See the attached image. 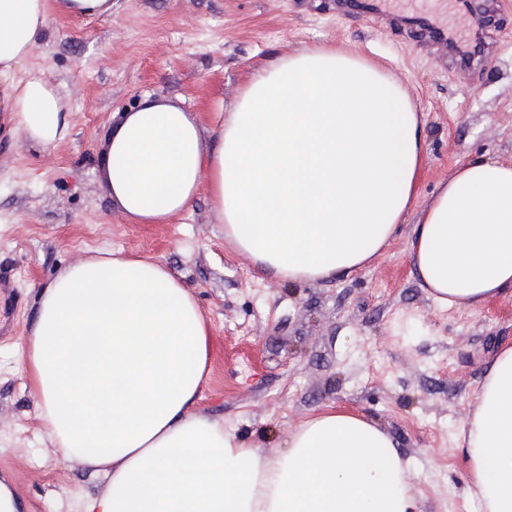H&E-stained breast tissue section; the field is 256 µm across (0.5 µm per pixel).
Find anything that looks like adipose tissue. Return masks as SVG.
I'll return each mask as SVG.
<instances>
[{
	"mask_svg": "<svg viewBox=\"0 0 512 512\" xmlns=\"http://www.w3.org/2000/svg\"><path fill=\"white\" fill-rule=\"evenodd\" d=\"M108 17L112 0H0V77L51 13ZM0 124L48 148L70 109L43 76L0 91ZM423 127L406 91L333 42L264 64L212 124L145 94L104 136L99 178L132 224H169L207 191L224 238L291 284L348 276L394 240L415 199ZM409 260L443 309L512 289V165H461L416 224ZM210 325L167 266L106 251L44 286L18 369L49 440L105 483L84 512H417L411 460L362 414H311L266 455L198 404ZM456 441L464 500L512 512V345Z\"/></svg>",
	"mask_w": 512,
	"mask_h": 512,
	"instance_id": "adipose-tissue-1",
	"label": "adipose tissue"
}]
</instances>
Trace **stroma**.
<instances>
[{
	"label": "stroma",
	"instance_id": "35a3bbf8",
	"mask_svg": "<svg viewBox=\"0 0 512 512\" xmlns=\"http://www.w3.org/2000/svg\"><path fill=\"white\" fill-rule=\"evenodd\" d=\"M335 0H112V16H52L12 81L45 71L68 101L70 131L41 148L0 135V481L21 512H80L104 490L54 448L17 369L40 289L97 251L166 265L210 321L200 409L264 453L329 404L373 418L415 464L418 512H464L455 436L499 348L512 344V290L443 310L408 259L415 224L464 163L512 164V0H500L499 49L478 78L451 72L389 21L338 13ZM333 41L390 73L424 123L416 201L390 247L348 277L290 284L257 272L224 239L207 193L170 224H131L98 175L105 131L144 94L191 112L232 106L256 70Z\"/></svg>",
	"mask_w": 512,
	"mask_h": 512
}]
</instances>
